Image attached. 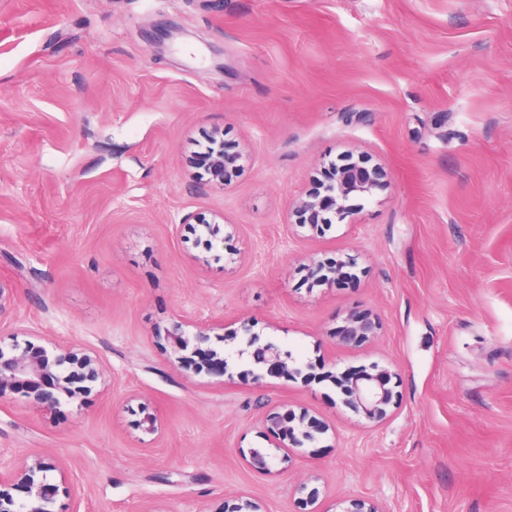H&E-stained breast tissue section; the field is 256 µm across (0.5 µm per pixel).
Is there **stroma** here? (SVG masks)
Segmentation results:
<instances>
[{
    "mask_svg": "<svg viewBox=\"0 0 512 512\" xmlns=\"http://www.w3.org/2000/svg\"><path fill=\"white\" fill-rule=\"evenodd\" d=\"M248 155L203 184L193 143ZM365 155L388 172L351 222L291 235L313 168ZM220 212L213 249L182 219ZM239 263H229L233 253ZM353 259L310 286L304 255ZM207 256L206 267L196 257ZM0 284L5 322L77 343L111 367L110 396L45 411L0 402V448L59 456L79 512H222L245 495L298 512L320 471L324 512H512V0H0ZM382 333L335 347L349 311ZM232 348L244 317L313 378L224 386L168 360L173 315ZM394 364L402 402L369 428L333 375ZM165 428L137 427L141 399ZM328 432L290 473L251 470L270 409Z\"/></svg>",
    "mask_w": 512,
    "mask_h": 512,
    "instance_id": "stroma-1",
    "label": "stroma"
}]
</instances>
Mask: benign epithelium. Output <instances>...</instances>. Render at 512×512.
<instances>
[{
  "mask_svg": "<svg viewBox=\"0 0 512 512\" xmlns=\"http://www.w3.org/2000/svg\"><path fill=\"white\" fill-rule=\"evenodd\" d=\"M242 153L224 150L205 160L209 174L208 184L225 187L232 173L241 167ZM388 182V173L380 164H368L364 157L353 159L348 156L340 165L321 169L313 176V186L292 203L295 225L311 228L331 223L325 214L332 212L336 221L342 222L351 215V198L372 195ZM195 221L209 234L221 232L220 221L224 216L216 214L207 221L191 215L182 218V223ZM349 262L338 260L326 264L313 257L307 259V276L314 282L334 285L336 280L347 275L344 268ZM257 321L245 319L241 329L247 336L246 348L237 351L245 356L258 370V378L264 376L289 378L311 374L309 365L297 363L292 355L284 353L273 342H260L254 327ZM382 324L374 314H348L343 325L336 328V346L350 349L362 342L380 335ZM14 337L7 347L0 345V400L13 394L22 393L39 407L49 410L60 404L65 396L75 401L92 391V385H99L100 391H107L112 384V372L99 354L77 344L54 345L43 343L42 335L34 329L12 331ZM25 336L20 343L15 337ZM170 355L178 364L183 375L192 379L202 370L186 355L188 349L200 354V345L208 340L207 327L189 317L177 316L171 329L166 332ZM206 374L217 383H224L226 366L224 358L214 352L205 354ZM396 373L388 366L373 364L369 368L348 371L336 378V386L342 394V403L364 419L379 426L386 423L397 409L399 395L394 392L392 379ZM143 417L139 428L145 435H156L162 430L158 412L149 404L142 406ZM260 424L271 445L277 449L302 448L327 432L308 411L299 414L277 411L265 413ZM246 464L254 471L270 475L284 470H274L276 456L269 448L240 450ZM319 481L315 474L297 486L303 495V512H321L317 507L320 491L314 486ZM20 489L24 497L17 499L12 491ZM72 484L67 472L56 457L43 453L19 454L10 448H0V512H65L54 510L59 497L69 498ZM339 512H383L376 502L362 496H349L336 502Z\"/></svg>",
  "mask_w": 512,
  "mask_h": 512,
  "instance_id": "obj_1",
  "label": "benign epithelium"
}]
</instances>
